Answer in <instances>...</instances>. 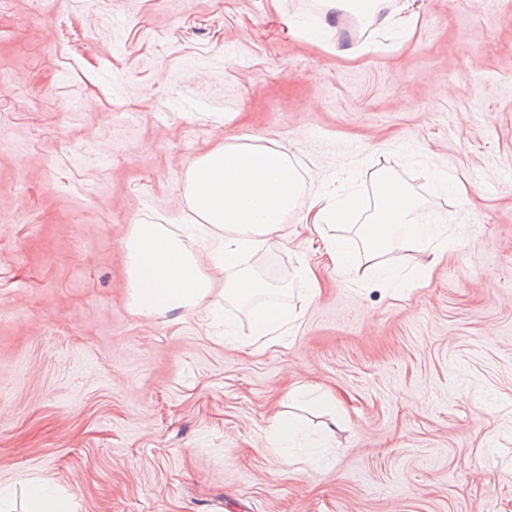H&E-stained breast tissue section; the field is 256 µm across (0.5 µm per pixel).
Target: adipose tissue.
Segmentation results:
<instances>
[{
  "label": "adipose tissue",
  "mask_w": 512,
  "mask_h": 512,
  "mask_svg": "<svg viewBox=\"0 0 512 512\" xmlns=\"http://www.w3.org/2000/svg\"><path fill=\"white\" fill-rule=\"evenodd\" d=\"M325 14L364 13L375 27L411 32L415 0L387 9L388 0H321ZM304 178L287 152L277 146L225 144L196 158L187 168L183 195L192 226L209 235L210 260L234 270L224 283L225 302L245 308L251 343L277 342L299 318L285 302L286 288L271 285L244 264L258 247L269 248L284 218L301 209V221L322 226H354V236L337 235L325 251L339 271L361 265L368 280L388 282L393 271L383 258L400 246L447 251V236L423 223L421 201L390 172H377L371 198L355 193H304ZM369 213L367 223L356 224ZM130 305L139 314L197 307L211 293V281L182 234L165 224H134L125 238Z\"/></svg>",
  "instance_id": "ef3b65f1"
}]
</instances>
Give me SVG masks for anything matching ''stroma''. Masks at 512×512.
<instances>
[{"mask_svg":"<svg viewBox=\"0 0 512 512\" xmlns=\"http://www.w3.org/2000/svg\"><path fill=\"white\" fill-rule=\"evenodd\" d=\"M411 37L356 56L288 26L316 0H0V490L72 512H512V0H417ZM278 143L306 192L388 169L453 245L389 256L403 287L336 270L288 214L271 257L300 314L255 348L243 309L138 315L131 222L183 225L190 162ZM443 173L470 206L436 189ZM322 291L307 298L301 264ZM316 463L266 431L288 390ZM26 498L25 512H66L63 504L44 487H31Z\"/></svg>","mask_w":512,"mask_h":512,"instance_id":"1","label":"stroma"}]
</instances>
